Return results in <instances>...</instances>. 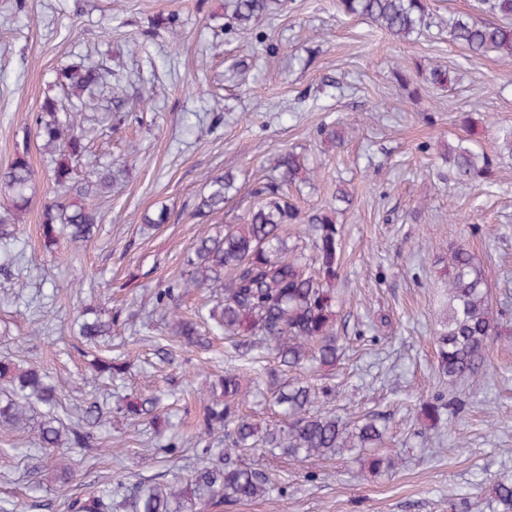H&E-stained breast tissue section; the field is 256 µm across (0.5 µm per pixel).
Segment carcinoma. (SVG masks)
<instances>
[{"label":"carcinoma","instance_id":"carcinoma-1","mask_svg":"<svg viewBox=\"0 0 512 512\" xmlns=\"http://www.w3.org/2000/svg\"><path fill=\"white\" fill-rule=\"evenodd\" d=\"M272 0H231L230 19L241 29L258 21ZM341 9L382 29L397 40L419 32L429 17L428 0H339ZM478 10L496 15L502 22L467 15L446 22L448 40L474 56L493 53L512 64V0H478ZM112 73L91 64L66 69L59 85L70 98L95 88L112 85ZM55 98L44 99L34 123L42 148L53 162L52 180L63 194L45 204L41 229L45 248L63 235L71 242L87 243L100 217L92 199L106 194L129 172V163H108L93 179L78 186L73 162L85 149L75 132L78 112L59 116ZM448 172L459 181L483 182L493 173L496 159L476 153L458 143L448 145ZM274 174L251 188V204L240 224H207L184 259V268L154 295V308L170 317L167 335L194 347L205 346L201 325L246 346L247 356L256 348L273 355L275 366L254 372L255 393L275 409V424L259 422L241 412L250 396L243 390L237 369L224 371V379L212 386L204 400L198 422L197 444L203 445L199 462L190 475L173 476L165 484L150 486L131 495L121 484L68 501V512H221L224 504L266 498L272 491L261 471L239 463V458L261 448L278 449L298 460H328L355 452L372 477L388 475L395 458L381 451L385 427L377 416L366 414L354 421L332 411H318L314 404L323 397H336V388L315 386L307 381L287 382L286 370L305 366L330 368L340 358L342 345L336 328V281L340 276L341 231L324 213L302 215L288 189L312 184L315 168L294 149L280 153ZM235 188L231 174L208 178V188L197 198L194 212L206 217L224 209V199ZM35 195V173L27 150L18 151L0 172V197L7 207L0 214V244L17 242L16 224ZM306 225L312 254L306 246H288L284 227ZM444 280L441 328L435 336L438 372L448 379V390L422 403L421 411L431 422L456 412L461 404L458 384L483 365L497 314L485 270L474 253L462 247L448 249V260L440 271ZM209 290L216 303L197 319L177 314V304L191 289ZM122 312L107 316L90 310L78 321V335L96 342L112 335ZM38 366L12 373L0 361V380L11 388L0 400V426H18L34 419L37 407L54 410L61 404L57 388L44 381ZM157 397L140 395L119 407L133 419H157ZM106 424V411L96 402L81 409L76 420L65 426L46 416L35 426L38 447L58 461L59 479L66 483L72 470L64 459L76 452L100 449L95 429ZM224 433V450L211 452L205 438ZM504 512H512V482L500 481L492 488Z\"/></svg>","mask_w":512,"mask_h":512}]
</instances>
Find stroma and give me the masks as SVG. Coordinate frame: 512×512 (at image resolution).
<instances>
[{
    "label": "stroma",
    "instance_id": "obj_1",
    "mask_svg": "<svg viewBox=\"0 0 512 512\" xmlns=\"http://www.w3.org/2000/svg\"><path fill=\"white\" fill-rule=\"evenodd\" d=\"M229 2L0 0V169L28 149L37 188L18 226L23 254L0 269V359L17 361L19 348H28L61 390L56 417L95 401L110 410L112 434L111 452L76 456L63 486L32 428H0V512H67L69 498L110 483L130 488L191 473L200 399L239 360L220 336L205 349L172 341L152 296L182 271L204 223L240 222L254 181L270 176L276 156L291 147L316 169L296 204L307 213L334 211L342 230L337 311L347 341L340 364L314 375L339 389L319 406L384 417L383 449L398 466L366 478L350 455L298 462L253 454L246 461L268 474L272 497L224 512H499L492 486L512 480V154L496 130L512 127V64L449 43L440 20L475 13L476 0H430L429 24L410 41L344 14L338 0H286L250 29L233 31ZM80 62L119 74L125 105L114 123L110 92L84 96L86 150L75 178L85 181L118 156L132 169L95 198L94 240L78 250L63 238L50 254L40 224L54 196L52 164L33 117L46 96H61L58 71ZM397 65L410 87L395 76ZM433 66L447 70V86L430 85ZM468 112L483 113V123L463 126ZM331 123L345 127L338 150L318 134ZM461 139L496 156L491 184L471 187L449 175L440 154ZM225 171L235 175L237 193L223 212L194 216L207 176ZM340 185L353 203L338 213ZM163 207L168 223L144 227L143 216ZM452 245L479 259L500 316L483 370L463 386L465 410L434 430L420 420L418 398L442 390L434 283L436 259ZM22 281L27 296L49 303V315L17 301ZM89 302L137 316L95 346L74 328ZM101 356L124 374L95 370ZM154 392L162 395L157 424L119 413L124 396ZM173 436L187 451L171 462L162 445Z\"/></svg>",
    "mask_w": 512,
    "mask_h": 512
}]
</instances>
